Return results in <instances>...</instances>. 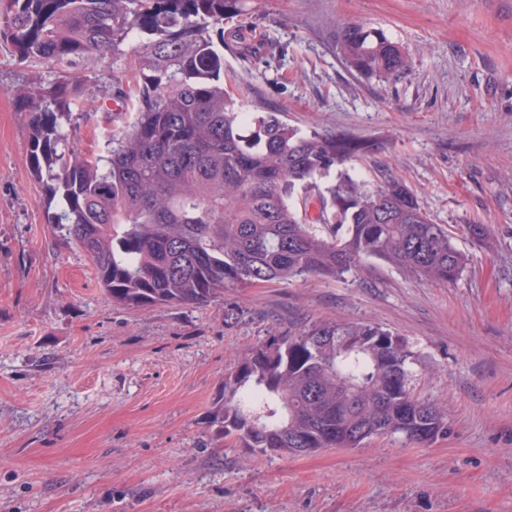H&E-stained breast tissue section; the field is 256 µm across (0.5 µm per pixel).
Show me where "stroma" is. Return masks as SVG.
Instances as JSON below:
<instances>
[{
	"label": "stroma",
	"mask_w": 512,
	"mask_h": 512,
	"mask_svg": "<svg viewBox=\"0 0 512 512\" xmlns=\"http://www.w3.org/2000/svg\"><path fill=\"white\" fill-rule=\"evenodd\" d=\"M238 21L270 48L258 65L225 52V86L300 130L383 140L351 174L402 178L468 267L443 284L369 261L336 280L228 288L201 308L112 302L49 223L16 97L38 69L0 37V512H512V0H246ZM351 21L411 69L353 74L336 52ZM82 71L97 80L67 131L88 153L119 106L111 59ZM305 318L407 338L414 392L447 399V435L296 457L225 447L213 423L225 375Z\"/></svg>",
	"instance_id": "obj_1"
}]
</instances>
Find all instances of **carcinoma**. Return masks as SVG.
Returning <instances> with one entry per match:
<instances>
[{
	"label": "carcinoma",
	"instance_id": "1",
	"mask_svg": "<svg viewBox=\"0 0 512 512\" xmlns=\"http://www.w3.org/2000/svg\"><path fill=\"white\" fill-rule=\"evenodd\" d=\"M20 63H77L129 45L112 75L132 112L99 153L70 146L72 100L93 80L62 71L17 97L30 114L31 157L61 206L55 229L92 263L112 301L135 308L206 306L226 288L337 279L379 260L436 283L467 255L416 195L388 174L374 188L346 165L380 141L302 132L278 112H250L224 88V20L243 0H4ZM256 54L252 29L230 32ZM336 50L365 78L411 67L385 35L342 27ZM410 343L372 322L292 326L239 356L224 378L217 436L267 455L361 448L377 437L427 445L448 433V402L412 388Z\"/></svg>",
	"mask_w": 512,
	"mask_h": 512
}]
</instances>
